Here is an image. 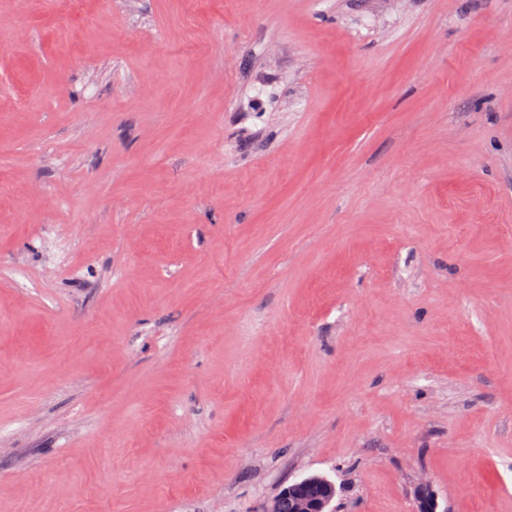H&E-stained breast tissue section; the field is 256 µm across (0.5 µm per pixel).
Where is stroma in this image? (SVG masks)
Listing matches in <instances>:
<instances>
[{"label": "stroma", "mask_w": 512, "mask_h": 512, "mask_svg": "<svg viewBox=\"0 0 512 512\" xmlns=\"http://www.w3.org/2000/svg\"><path fill=\"white\" fill-rule=\"evenodd\" d=\"M0 512H512V0H0ZM302 477L286 488L284 496H293L297 501L295 512H331L330 505L336 495L335 484L318 478L320 475ZM279 495L271 504V512H289L288 498Z\"/></svg>", "instance_id": "obj_1"}]
</instances>
